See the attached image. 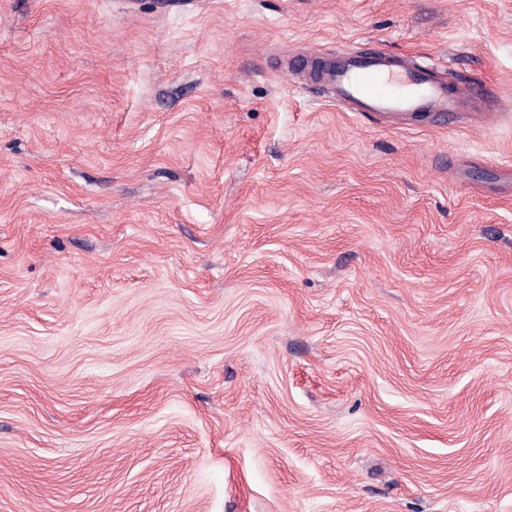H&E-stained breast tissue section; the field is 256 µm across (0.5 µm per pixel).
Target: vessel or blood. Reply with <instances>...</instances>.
Returning a JSON list of instances; mask_svg holds the SVG:
<instances>
[{"mask_svg": "<svg viewBox=\"0 0 512 512\" xmlns=\"http://www.w3.org/2000/svg\"><path fill=\"white\" fill-rule=\"evenodd\" d=\"M314 80L331 88L334 100L350 112H368L390 121L407 115L470 113L485 116L486 100L471 86L448 81L434 69L386 54L346 51Z\"/></svg>", "mask_w": 512, "mask_h": 512, "instance_id": "b4317fda", "label": "vessel or blood"}]
</instances>
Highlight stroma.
<instances>
[{"label": "stroma", "instance_id": "1", "mask_svg": "<svg viewBox=\"0 0 512 512\" xmlns=\"http://www.w3.org/2000/svg\"><path fill=\"white\" fill-rule=\"evenodd\" d=\"M0 512H512V0H0ZM311 79L331 88L333 99L345 110L377 114L392 122L420 113L485 117L488 111L485 98L470 85L455 84L434 69L386 54L345 51Z\"/></svg>", "mask_w": 512, "mask_h": 512}]
</instances>
